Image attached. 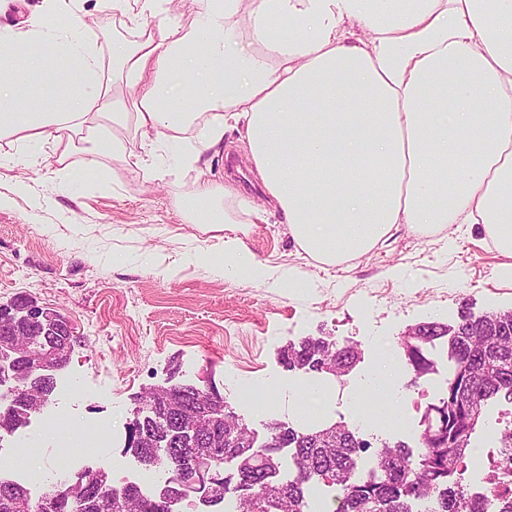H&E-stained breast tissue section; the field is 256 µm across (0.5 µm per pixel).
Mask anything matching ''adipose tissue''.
I'll use <instances>...</instances> for the list:
<instances>
[{
  "label": "adipose tissue",
  "instance_id": "1",
  "mask_svg": "<svg viewBox=\"0 0 512 512\" xmlns=\"http://www.w3.org/2000/svg\"><path fill=\"white\" fill-rule=\"evenodd\" d=\"M131 1L163 21L113 40L107 62L74 0H48L45 37L70 66L0 50V104L45 89L30 111H0V131L54 147L78 135L89 181L98 157L125 156L118 129L149 148L190 132L202 151L241 122L310 257L343 263L399 224L424 236L476 224L512 259V0H198L190 29L171 0H97ZM350 21L364 33L354 43ZM377 375L354 414L396 421V371Z\"/></svg>",
  "mask_w": 512,
  "mask_h": 512
}]
</instances>
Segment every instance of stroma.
<instances>
[{
  "mask_svg": "<svg viewBox=\"0 0 512 512\" xmlns=\"http://www.w3.org/2000/svg\"><path fill=\"white\" fill-rule=\"evenodd\" d=\"M45 9L44 0H0V33L12 32V45L37 54L44 46L39 32ZM74 11L104 52L113 38L160 23L137 16L132 7L122 15L100 10L96 0H75ZM125 136L129 155L100 158L103 176L87 184L60 173L65 165L80 169L86 155L47 147L39 165L29 167L23 161L29 145L0 134V306L28 297L78 337L54 374L56 388L44 415L31 416L24 428L40 443L28 468L42 485L67 466L46 436L52 425L112 423L114 445L86 449L88 464L108 466L120 456L128 471L140 470L127 448V424L150 388L215 387L262 440L272 421L296 420L290 385L306 373L288 369L283 349L322 337L359 349L355 366L332 384L323 406L326 421L347 423L354 384L378 357L372 337L397 342L424 322L452 325L464 312L477 317L512 311V269L480 229L453 227L423 237L401 224L365 254L323 264L297 246L281 213L260 218L236 200H224L235 221L228 232L181 208V200L194 195L203 166L214 185L233 186L263 202L240 129H226L222 142L196 160L159 151L164 176L155 181L142 176L147 158L139 140L130 130ZM229 233L259 266L288 271V284L272 288L258 276L219 268ZM429 357L433 371L402 391L409 406L402 429L371 437L372 448L400 441L417 447L425 409L445 396L454 365L440 340ZM73 378L88 387L87 396L64 392V382ZM269 379L280 382L279 393L266 395L263 411L250 410L243 384ZM102 388L111 398L98 397Z\"/></svg>",
  "mask_w": 512,
  "mask_h": 512,
  "instance_id": "35a3bbf8",
  "label": "stroma"
}]
</instances>
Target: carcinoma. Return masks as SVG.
<instances>
[{"label":"carcinoma","mask_w":512,"mask_h":512,"mask_svg":"<svg viewBox=\"0 0 512 512\" xmlns=\"http://www.w3.org/2000/svg\"><path fill=\"white\" fill-rule=\"evenodd\" d=\"M27 307L24 296L17 297L11 308L0 307V337L9 336L24 348L18 354L22 379L27 377L33 356L45 354L64 364L77 340L71 333L29 335V326L17 316ZM442 338L447 339L454 369L448 375L447 395L425 411L434 418V426L441 427L440 436L426 438L416 451L403 444L382 446L375 452V467L366 480L358 479L356 472L369 444L357 442L355 432L345 424L321 426L314 436L305 425L294 428L273 423L271 435L294 449L299 469L296 479L282 481L276 451L258 454L247 447L249 435L244 431L235 442L228 441L227 432L236 425L234 412L214 399L210 389L193 385L152 388L146 398L154 403L153 414L133 419V452L144 465L168 471L164 488L151 497L133 485L116 493L109 473L99 467L81 478L87 495L84 512H153L154 504L181 500L192 489L214 503L232 496L240 512H268L270 506L278 512H307L305 484L314 477L347 488L336 512H411L412 501L420 499L433 500V512H464L462 471L472 452L471 438L481 421L482 406L499 393L512 400V311L479 318L465 315L455 326L438 324L433 336L403 337L402 349L416 377L433 371L427 345ZM357 357L354 345L337 348L307 338L288 348L286 361L290 368L337 374L347 372ZM34 386L38 393L28 412L0 411V432L18 429L31 414L41 411L37 400L50 401L51 373H45ZM208 452L236 461V472L205 490L187 487L185 481ZM67 497L64 487L51 486L38 502L25 485L0 481V512H70Z\"/></svg>","instance_id":"cac0c4a2"}]
</instances>
